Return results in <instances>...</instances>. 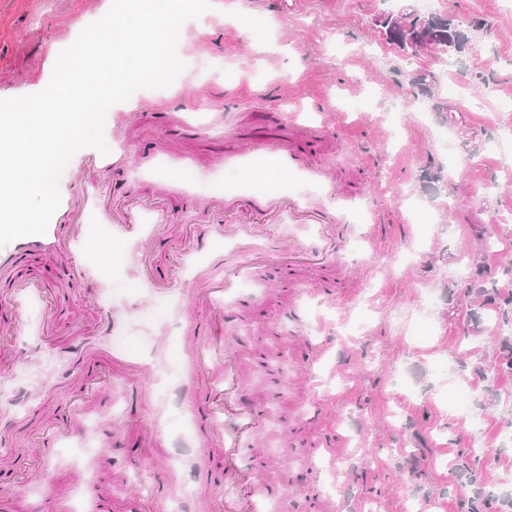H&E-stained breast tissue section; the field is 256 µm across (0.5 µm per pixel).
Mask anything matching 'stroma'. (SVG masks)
Masks as SVG:
<instances>
[{
	"mask_svg": "<svg viewBox=\"0 0 512 512\" xmlns=\"http://www.w3.org/2000/svg\"><path fill=\"white\" fill-rule=\"evenodd\" d=\"M112 0H0V99L34 94L59 52ZM418 0H210L177 45L185 70L168 87L136 90L107 111L112 149L80 151L64 168L61 239L0 269V512H71L87 491L97 512H125L135 494L153 512H219L235 487L212 437L215 385L192 349L227 339L240 399L265 421L255 465L258 512H286L289 493L357 512H458L464 497L512 512V373L495 367L512 342L485 293L512 294V151L491 152L512 97V9L504 0H445L469 42L453 60L467 84L450 95L435 52L403 54L375 24ZM422 100L428 112H416ZM337 133L305 142L325 169L317 193L347 200L351 231L338 263L291 269L273 258L229 302L220 324L210 290L239 256L211 226L224 209V148L258 109ZM199 127L170 126L165 112ZM123 129H116V121ZM468 155L455 165L448 147ZM175 173L176 183L165 182ZM117 212L153 209L148 237L101 234L103 270L80 259L88 196ZM484 265L474 278L460 256ZM327 350L311 375L316 342ZM168 348L157 366L159 345ZM467 408L454 406L458 382ZM90 460L68 454L85 432ZM56 434L53 459L40 445ZM334 450H325V442ZM177 462V490L163 471Z\"/></svg>",
	"mask_w": 512,
	"mask_h": 512,
	"instance_id": "obj_1",
	"label": "stroma"
}]
</instances>
